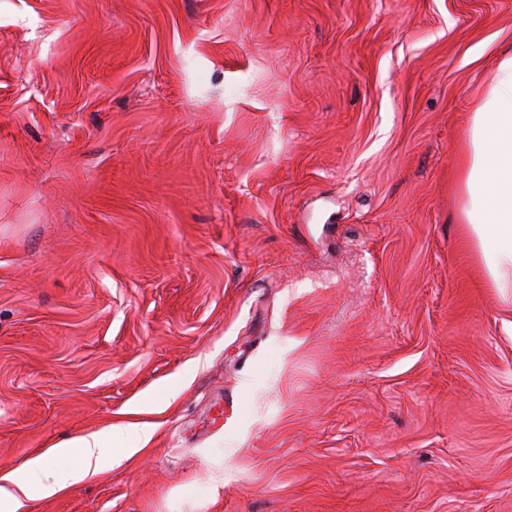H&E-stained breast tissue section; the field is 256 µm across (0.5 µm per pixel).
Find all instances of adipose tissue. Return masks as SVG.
I'll return each instance as SVG.
<instances>
[{
	"instance_id": "1",
	"label": "adipose tissue",
	"mask_w": 512,
	"mask_h": 512,
	"mask_svg": "<svg viewBox=\"0 0 512 512\" xmlns=\"http://www.w3.org/2000/svg\"><path fill=\"white\" fill-rule=\"evenodd\" d=\"M463 228L498 298L512 304V46L481 91L466 135ZM125 427L75 436L0 471V512H28L33 494L51 497L102 472Z\"/></svg>"
}]
</instances>
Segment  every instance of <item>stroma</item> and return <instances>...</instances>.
I'll return each instance as SVG.
<instances>
[{
	"label": "stroma",
	"instance_id": "35a3bbf8",
	"mask_svg": "<svg viewBox=\"0 0 512 512\" xmlns=\"http://www.w3.org/2000/svg\"><path fill=\"white\" fill-rule=\"evenodd\" d=\"M512 0H0V469L31 512H512L462 227ZM136 430L140 440L149 441L152 423H136L74 436L68 441L26 459L19 466L0 471V511L28 512L27 502L37 489L41 498L52 497L68 486L102 472L111 461L107 450L121 443L127 429Z\"/></svg>",
	"mask_w": 512,
	"mask_h": 512
}]
</instances>
